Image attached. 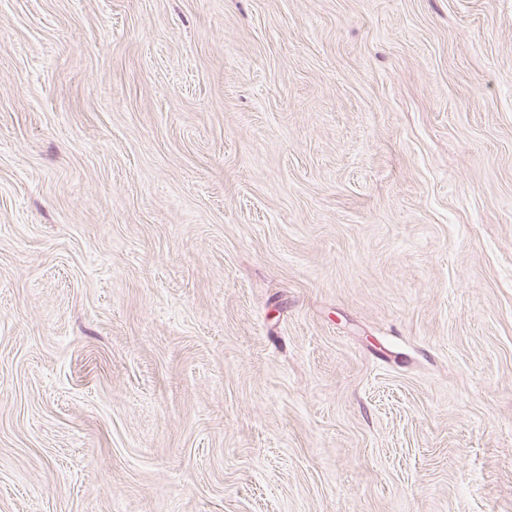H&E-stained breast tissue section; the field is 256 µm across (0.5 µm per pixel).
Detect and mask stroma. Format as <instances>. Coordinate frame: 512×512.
<instances>
[{
  "label": "stroma",
  "mask_w": 512,
  "mask_h": 512,
  "mask_svg": "<svg viewBox=\"0 0 512 512\" xmlns=\"http://www.w3.org/2000/svg\"><path fill=\"white\" fill-rule=\"evenodd\" d=\"M0 512H512V0H0Z\"/></svg>",
  "instance_id": "35a3bbf8"
}]
</instances>
